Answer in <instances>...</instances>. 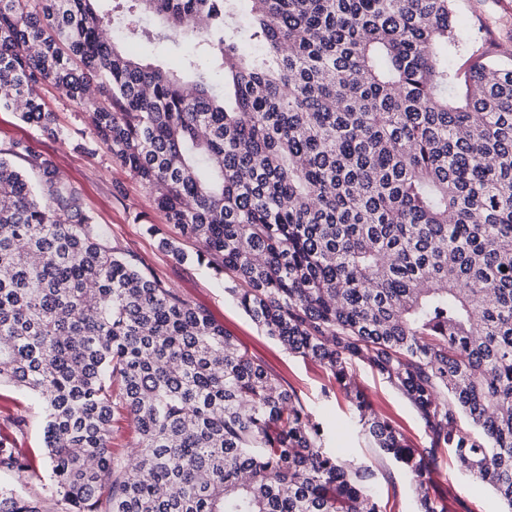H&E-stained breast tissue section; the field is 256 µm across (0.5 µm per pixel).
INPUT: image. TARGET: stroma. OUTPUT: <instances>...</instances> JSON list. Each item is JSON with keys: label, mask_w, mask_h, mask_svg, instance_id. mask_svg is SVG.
<instances>
[{"label": "stroma", "mask_w": 512, "mask_h": 512, "mask_svg": "<svg viewBox=\"0 0 512 512\" xmlns=\"http://www.w3.org/2000/svg\"><path fill=\"white\" fill-rule=\"evenodd\" d=\"M455 10L461 31L479 28L487 41L512 49V0H456ZM46 102L57 114L58 135L47 136L23 123L15 113L1 109L0 148H7L11 139L22 137L37 151L48 155L80 189L112 247L129 254L139 266L157 273L182 298L205 307L283 385L295 388L309 413L322 426L326 452L371 466L373 488L388 500L391 512H418V498L408 472L382 455L363 435L341 395L325 394L322 368L289 353L281 343L267 336L226 290L222 277L193 261L174 263L161 252L155 238L144 231L145 225L161 221L149 192L127 170L116 165L104 148L94 147L93 131L85 112L55 90L47 93ZM355 375L376 411L390 419L413 445L423 446L425 427L414 408L367 368L357 367ZM16 402L25 406L29 417L24 432L26 447L42 453L43 421L36 397L12 385H1L0 409ZM435 481L438 489L448 496L452 512H506L505 504L494 490L459 471L452 457H445Z\"/></svg>", "instance_id": "obj_1"}]
</instances>
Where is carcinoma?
Wrapping results in <instances>:
<instances>
[{
	"label": "carcinoma",
	"instance_id": "carcinoma-1",
	"mask_svg": "<svg viewBox=\"0 0 512 512\" xmlns=\"http://www.w3.org/2000/svg\"><path fill=\"white\" fill-rule=\"evenodd\" d=\"M96 2L0 0V107L52 137L43 87L91 114L177 230L147 225L160 250L196 243L266 335L325 368L419 512H449L450 450L512 512V57L462 40L455 0H117L163 25L130 39L189 42L166 68L103 39ZM358 364L415 407L424 447L376 415ZM4 382L39 399L45 457L16 407L0 512H387L297 390L110 246L24 139L0 155Z\"/></svg>",
	"mask_w": 512,
	"mask_h": 512
}]
</instances>
